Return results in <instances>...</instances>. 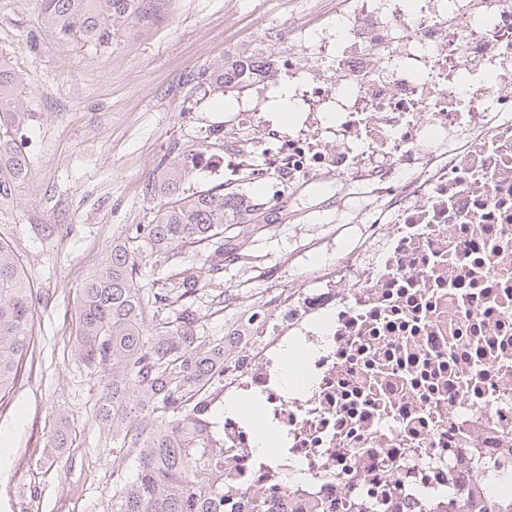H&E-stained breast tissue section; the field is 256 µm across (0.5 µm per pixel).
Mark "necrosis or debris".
I'll return each mask as SVG.
<instances>
[{"instance_id": "4bbe7bcc", "label": "necrosis or debris", "mask_w": 512, "mask_h": 512, "mask_svg": "<svg viewBox=\"0 0 512 512\" xmlns=\"http://www.w3.org/2000/svg\"><path fill=\"white\" fill-rule=\"evenodd\" d=\"M301 44L324 72L281 58L293 119L250 77L208 170L274 202L346 183L373 218L235 336L224 479L278 512H456L512 482V0H358Z\"/></svg>"}]
</instances>
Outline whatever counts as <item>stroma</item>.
Returning <instances> with one entry per match:
<instances>
[{"label": "stroma", "instance_id": "1", "mask_svg": "<svg viewBox=\"0 0 512 512\" xmlns=\"http://www.w3.org/2000/svg\"><path fill=\"white\" fill-rule=\"evenodd\" d=\"M357 0H170L158 23L119 26L108 52L54 39L41 0H0V53L26 80L28 178L0 198V240L32 280L35 342L22 379L0 400V512H112V473L133 476L119 441L100 434L99 372L78 360V295L114 237L151 223L144 184L175 148L221 157L238 92L195 85L198 71L253 49L278 60L289 40L354 12ZM354 199L317 206L303 193L272 228L235 245L224 286L262 297L305 286L315 237L342 235ZM64 429L68 445L56 447Z\"/></svg>", "mask_w": 512, "mask_h": 512}]
</instances>
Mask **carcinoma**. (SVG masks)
Here are the masks:
<instances>
[{
    "label": "carcinoma",
    "mask_w": 512,
    "mask_h": 512,
    "mask_svg": "<svg viewBox=\"0 0 512 512\" xmlns=\"http://www.w3.org/2000/svg\"><path fill=\"white\" fill-rule=\"evenodd\" d=\"M169 0H42L52 36L105 52L115 24L146 27L162 18ZM270 62L244 52L231 63L197 73L198 84L241 90L243 74L264 73ZM24 77L0 56V197L25 180L29 162L24 131ZM200 151L174 155L146 183L154 203L151 223L112 241L100 270L79 289L77 352L104 377L95 404L100 429L122 438L135 476L112 482V512H264L258 497L224 494V448L209 429L210 394L223 387L234 346L201 334L199 303H224V267L238 259L225 232L251 220L275 224L279 214L237 191L191 194L185 182ZM192 253L207 270L184 263ZM171 262L167 286L141 284L151 259ZM31 283L10 246L0 241V400L25 373L34 344ZM491 502L466 497L457 512H489Z\"/></svg>",
    "instance_id": "cac0c4a2"
}]
</instances>
